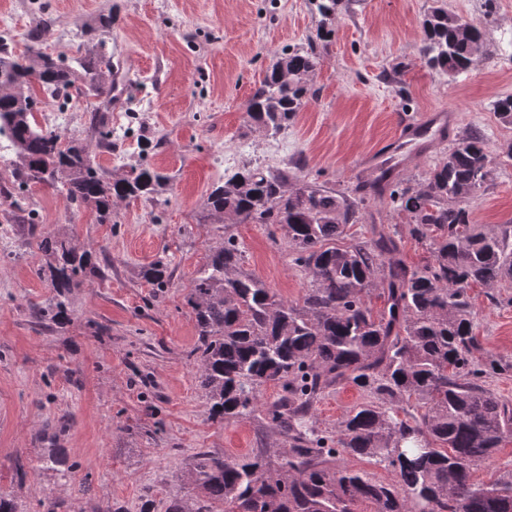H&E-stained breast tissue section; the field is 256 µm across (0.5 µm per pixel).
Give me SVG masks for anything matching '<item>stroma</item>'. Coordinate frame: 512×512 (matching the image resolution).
I'll return each mask as SVG.
<instances>
[{
    "mask_svg": "<svg viewBox=\"0 0 512 512\" xmlns=\"http://www.w3.org/2000/svg\"><path fill=\"white\" fill-rule=\"evenodd\" d=\"M434 0H339L329 55L312 77L314 93L284 138L289 157L329 188H353L374 175L369 155L400 122H423L452 111L453 124L427 149L405 144L394 157L402 183L421 182L459 134L480 131L490 147L512 139V126L493 103L512 95V0H447L449 13L479 24L484 47L458 76L431 71L419 46L420 21ZM111 17V28L100 25ZM50 22V55L89 56L106 41L123 77L122 95L106 116L118 137L98 135L92 109L72 101L66 122L95 163L118 174L145 163L170 176L165 202H119L111 223L76 209L39 185L19 190L0 159V491H16L22 512H166L184 491L181 471L201 448L251 453L278 438L256 421L217 424L199 389L188 355L196 332L185 301L209 246L232 233L245 252L244 268L288 300L309 280L283 240L260 224L215 223L206 199L242 163L268 164L269 139L252 124L246 102L256 81L285 48L316 39L321 25L313 0H0V35L15 53L29 32ZM24 193L37 223L3 206ZM373 218L346 229L370 237L372 223L396 230L409 264L431 260L414 240L404 213L390 200L368 205ZM485 230L512 226V161L494 162L470 207ZM62 230L94 248L106 268L71 297L70 320L32 316L53 291L40 275L38 248L46 230ZM171 260L168 288L138 276L158 253ZM481 356L512 361V282L468 290ZM364 395L351 385L327 389L315 404L326 432ZM74 464L73 481L39 475L46 449ZM28 471L16 489L14 463Z\"/></svg>",
    "mask_w": 512,
    "mask_h": 512,
    "instance_id": "35a3bbf8",
    "label": "stroma"
}]
</instances>
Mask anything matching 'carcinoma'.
Returning <instances> with one entry per match:
<instances>
[{"instance_id": "carcinoma-1", "label": "carcinoma", "mask_w": 512, "mask_h": 512, "mask_svg": "<svg viewBox=\"0 0 512 512\" xmlns=\"http://www.w3.org/2000/svg\"><path fill=\"white\" fill-rule=\"evenodd\" d=\"M419 53L442 74L466 72L483 47L481 27L433 7L420 22ZM333 30L319 42L286 50L256 82L247 116L263 132L288 131L312 97L311 81L325 62ZM51 37L44 27L17 55L0 36V149L7 151L14 181L65 195L78 209L112 223V206L143 198L159 202L169 178L139 164L135 176L106 175L90 161L86 145L40 124L36 113L63 105L72 89L111 101L112 52L98 42L90 56L42 51ZM500 121L512 125V95L496 99ZM493 156L484 136L466 132L415 185H370L407 213L411 236L433 247V259L410 265L398 233L372 228L369 239H344L357 222L365 196L339 192L288 166L244 165L208 195L209 215L236 224H270L288 245L294 264L309 278L298 301H289L243 269L244 251L233 236L208 249L196 270L186 304L197 342L196 379L211 419H257L279 435L278 448L230 456L215 448L197 451L187 463L188 490L167 512H352L368 502L376 512H512V474L489 484L471 479L472 466L489 458L512 433V403L484 386L491 374L512 370L509 360L482 361L472 335L467 287L512 281V228L486 233L471 223L470 203L490 174ZM49 170L39 180L35 172ZM43 271L53 288L39 317L67 319L70 296L91 277L106 275L93 251L57 232L39 244ZM153 288L171 279L166 255L139 270ZM384 305L373 312V290ZM277 383L280 397L261 402V387ZM340 384L357 387L364 401L336 427L320 434L314 401ZM365 458L392 475L380 481L343 464ZM39 468L63 480L73 466L57 448Z\"/></svg>"}]
</instances>
